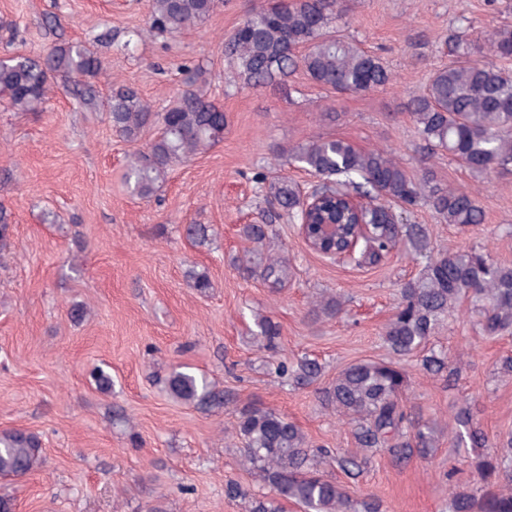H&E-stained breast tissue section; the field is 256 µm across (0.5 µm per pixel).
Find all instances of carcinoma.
<instances>
[{"label": "carcinoma", "instance_id": "carcinoma-1", "mask_svg": "<svg viewBox=\"0 0 512 512\" xmlns=\"http://www.w3.org/2000/svg\"><path fill=\"white\" fill-rule=\"evenodd\" d=\"M222 0H148L145 28L134 30L126 44L145 34L164 35L208 19ZM348 11V0H267L252 11L224 42V57L233 80L259 88L302 69L317 86L336 93H360L384 88L393 75L379 57L340 34L337 21ZM456 58L433 70L425 90L411 97L408 109L432 152H446L461 167L477 174H512V72L499 66L512 58V27H499L488 38L491 59H471L472 42L453 35ZM74 79L104 74L100 58L84 45H56L47 56L0 59V102L20 112H39L49 101L53 78ZM112 130L125 140L137 139L155 122L160 134L149 152L129 161L126 181L142 199L152 197L177 164L185 163L224 140L226 118L218 103L191 92L182 94L165 111L155 113L138 92L124 85L112 89L109 104ZM317 178L315 188L341 200L356 194L372 199L362 215L369 225L354 262L374 265L401 242L427 265L418 277L402 284L397 313L386 324L384 339L393 355H422V369L450 378L448 357L426 349L430 338L464 300L481 316L489 336L512 332V265L476 249L432 252L427 229L405 224L394 211L429 207L444 223L465 227L480 224L483 212L474 192L435 182L432 171L410 175L386 149L361 150L336 138H318L297 145L284 156ZM267 195L292 224L306 218L305 195L288 176L276 175ZM12 213L0 203V252L11 245ZM265 278L276 283L288 275V259L270 256ZM259 340L270 343L280 334L268 318L258 321ZM281 374L301 385L321 372L317 362L301 357ZM162 384L169 396L198 408L224 404V391L187 367L171 370ZM406 374L392 361L359 362L344 368L324 390L327 405L354 428L367 455L336 459L347 477L356 480L370 461L368 453L387 452L396 462L426 457L436 447V422L411 417L402 395ZM244 447V462L256 467L273 494L249 496L234 483L226 486L231 499L248 500L247 512H286L290 502L303 512H382L373 496L354 500L336 482L324 478L318 459L331 450L314 446L304 431L272 408L245 407L236 428ZM456 445L485 442L471 406L457 409L448 426ZM496 451L475 464L478 481L452 492L450 512H512V433L495 444ZM44 462L38 434L23 429L0 430V478L23 477Z\"/></svg>", "mask_w": 512, "mask_h": 512}]
</instances>
